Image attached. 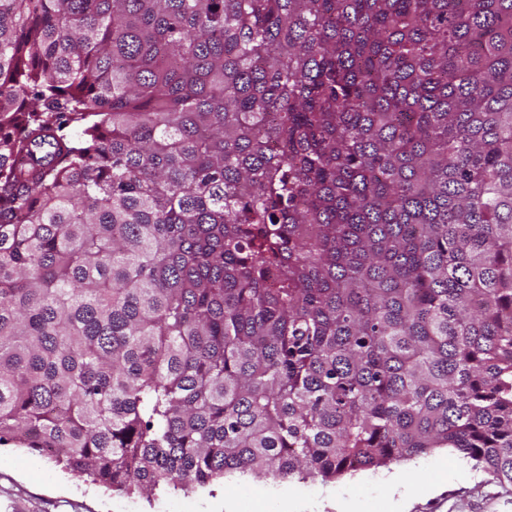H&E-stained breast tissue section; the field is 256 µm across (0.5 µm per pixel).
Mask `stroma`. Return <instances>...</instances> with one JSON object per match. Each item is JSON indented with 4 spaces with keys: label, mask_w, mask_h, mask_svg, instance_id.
<instances>
[{
    "label": "stroma",
    "mask_w": 512,
    "mask_h": 512,
    "mask_svg": "<svg viewBox=\"0 0 512 512\" xmlns=\"http://www.w3.org/2000/svg\"><path fill=\"white\" fill-rule=\"evenodd\" d=\"M416 481L429 484V496L406 499L401 512H512V487L473 472L461 454L438 448ZM292 482L250 476L233 489L214 484L191 493L157 492L152 499L121 497L64 472L48 457L12 444L0 445V512H224L233 493L239 512H277L279 496Z\"/></svg>",
    "instance_id": "35a3bbf8"
}]
</instances>
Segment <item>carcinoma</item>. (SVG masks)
<instances>
[{"mask_svg": "<svg viewBox=\"0 0 512 512\" xmlns=\"http://www.w3.org/2000/svg\"><path fill=\"white\" fill-rule=\"evenodd\" d=\"M11 443L512 486V0H0Z\"/></svg>", "mask_w": 512, "mask_h": 512, "instance_id": "obj_1", "label": "carcinoma"}]
</instances>
